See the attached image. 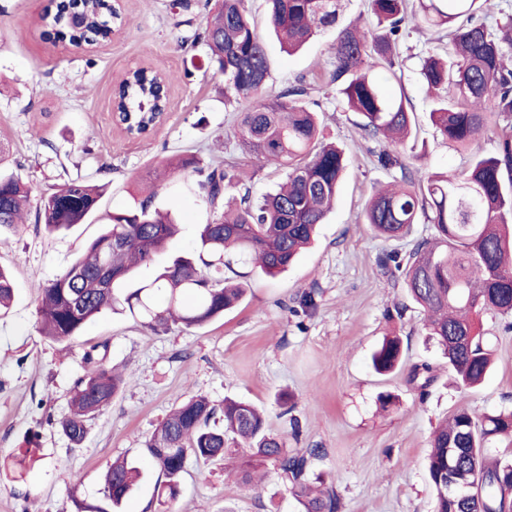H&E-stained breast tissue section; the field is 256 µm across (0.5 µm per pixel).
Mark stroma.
I'll use <instances>...</instances> for the list:
<instances>
[{"mask_svg":"<svg viewBox=\"0 0 512 512\" xmlns=\"http://www.w3.org/2000/svg\"><path fill=\"white\" fill-rule=\"evenodd\" d=\"M173 2L122 0L125 24L111 41L76 48L41 35V18L56 0H0V144L9 150L8 170L32 187L23 224L0 242V265L16 288L11 311L0 317V512L100 506L102 476L118 458L145 473L121 512H159L160 474L144 455V442L189 395L216 406L229 397L264 409L269 428L289 448L315 449L308 475L333 488L339 512H434L425 462L436 425L461 407L478 418L512 410V319L480 315L495 364L480 386H456L400 271L381 262L430 237L432 225L421 222L387 240L358 221L373 187L391 181L393 172L375 157L383 141L362 136L357 114L343 110L328 80L335 29L291 55L267 25L266 0H247L269 58V93L305 83L326 138L345 152L336 205L314 246L274 277L236 264L244 300L201 329L154 332L128 313L110 312L91 322L68 353L37 331L39 285L65 272L107 214L132 205L141 188L160 183L156 203L171 212L179 231L156 265L139 269L138 280L153 279L158 267L194 250L198 227L213 211L191 171L159 181L163 161L195 156L245 171L256 199L284 179L276 165L254 166L224 134L241 106L226 101L224 78L209 69L208 47L198 38L206 0H181L178 8ZM444 50L430 31H410L400 45L402 84L415 112L400 151L426 173L463 167L467 159L431 125L421 85L423 58ZM141 67L176 79L168 87L166 121L134 139L114 125L112 103L125 74ZM73 179L104 186L99 209L87 223L46 234L35 222L40 200ZM387 336L400 337L402 361L381 375L371 355ZM96 344L106 346L108 364L125 369L129 383L74 449L58 422L87 369L83 356ZM421 364L435 375L424 391L409 381ZM30 436L35 461L21 472L13 458ZM239 464L233 453L208 463L189 459L171 512H299L277 473L249 485L237 478Z\"/></svg>","mask_w":512,"mask_h":512,"instance_id":"obj_1","label":"stroma"}]
</instances>
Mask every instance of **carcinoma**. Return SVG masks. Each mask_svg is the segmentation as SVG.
Returning a JSON list of instances; mask_svg holds the SVG:
<instances>
[{
    "label": "carcinoma",
    "instance_id": "obj_1",
    "mask_svg": "<svg viewBox=\"0 0 512 512\" xmlns=\"http://www.w3.org/2000/svg\"><path fill=\"white\" fill-rule=\"evenodd\" d=\"M246 0H216L203 38L210 63L224 75L225 96L246 104L226 137L237 140L253 163L275 162L285 180L261 200L241 190L232 170H207L190 158L178 168L201 176L199 186L216 218L199 225L197 250L177 256L149 283L126 293L122 287L134 272L152 262L177 232L170 215L153 208L150 193L127 210L112 213L111 222L93 239L86 253L59 277L42 285L35 307V326L45 338L67 347L84 328L117 309L138 318L142 326L166 331L172 325L201 328L235 307L246 294L230 285L224 269L228 256L252 263L274 276L291 266L314 240L316 229L333 207L346 169L344 152L324 139L317 113L307 104L309 88L297 85L267 95L270 78L266 47L252 25ZM268 24L283 49L292 53L337 21L345 0H267ZM497 7L495 0H369V21L342 28L333 44L329 80L338 86L344 108L361 117L359 129L370 139L384 137L393 146L411 134L413 108L404 90L388 94L383 82L396 77L398 43L409 24L448 38L451 51L423 59L420 77L432 99L429 118L448 143L469 151L463 170L424 175L388 150L381 163L400 175L370 197L359 223L386 239L403 236L419 220L434 226L433 236L417 242L401 257L389 253L402 271L403 286L424 313V329L437 345L458 383L474 387L492 367V353L477 332L475 319L484 312L512 315V134L502 130L497 149L488 155L476 144L501 121L512 123V15L490 25L478 18ZM84 28L74 33L62 6L43 18L44 35L95 39L125 23L119 4L82 0ZM174 75L137 71L119 87L116 111L128 132L144 136L165 111L161 85ZM6 162L0 146V238L21 223L30 187L21 177L1 171ZM101 192L82 180H70L42 197L36 223L50 233L86 223L95 213ZM14 287L0 266V314L10 309ZM93 346L85 352L91 366L75 383L69 413L58 426L71 447L84 442L92 420L112 405L125 379L116 369L96 361ZM397 337L384 339L372 355L379 374L401 362ZM409 381L425 390L434 381L427 364L412 368ZM222 414L224 429L209 427ZM512 434V411L475 418L462 409L434 432L427 470L434 512H505V490L512 489V458L487 461L486 445ZM246 449L245 479L270 464L289 484L301 512H338L330 487L311 483L306 456L288 448L271 432L251 403L226 399L222 409L202 396L178 404L145 442L144 452L164 481L159 505L179 496L180 476L188 458H224L228 445ZM141 476L138 467L116 461L104 477L107 507L118 512ZM465 485L451 493L450 481Z\"/></svg>",
    "mask_w": 512,
    "mask_h": 512
}]
</instances>
